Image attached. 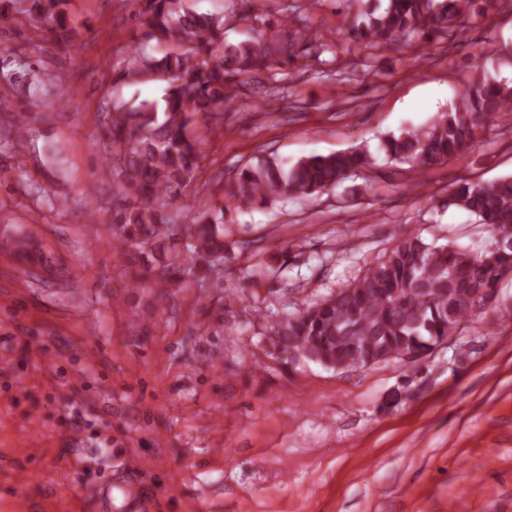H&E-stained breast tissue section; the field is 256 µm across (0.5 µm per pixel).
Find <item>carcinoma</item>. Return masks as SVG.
Returning a JSON list of instances; mask_svg holds the SVG:
<instances>
[{"label": "carcinoma", "instance_id": "cac0c4a2", "mask_svg": "<svg viewBox=\"0 0 512 512\" xmlns=\"http://www.w3.org/2000/svg\"><path fill=\"white\" fill-rule=\"evenodd\" d=\"M497 0H344L352 17L336 45L370 49L414 36L461 33ZM67 0H32L30 15L51 25L62 43L73 34ZM146 36L167 47L163 55L132 53L123 78L129 84L165 85L162 105L112 106V141L123 145L108 172L116 176L122 203L115 211L118 240L132 259L155 249L165 234L161 203L172 188L190 182L200 144L217 130L215 116L236 83L275 81L283 64L313 33L300 23L271 38L224 41V15L203 13L187 0H145L139 14ZM512 112V85L474 69L458 103L424 127L404 128L381 140L390 162L421 171L448 161L475 144L497 114ZM370 162L365 148L310 155L291 166L264 159L243 168L224 185L225 204H263L288 194L312 198L343 183ZM448 205L489 227L495 248L474 251L437 246L418 235L403 238L369 263L345 288L279 322L275 338L286 362L309 361L327 369L365 368L432 351L473 313L483 291H495L512 272V176L493 181L462 179L448 190ZM224 209L206 208L187 228L193 243L183 264L196 255L224 258Z\"/></svg>", "mask_w": 512, "mask_h": 512}]
</instances>
